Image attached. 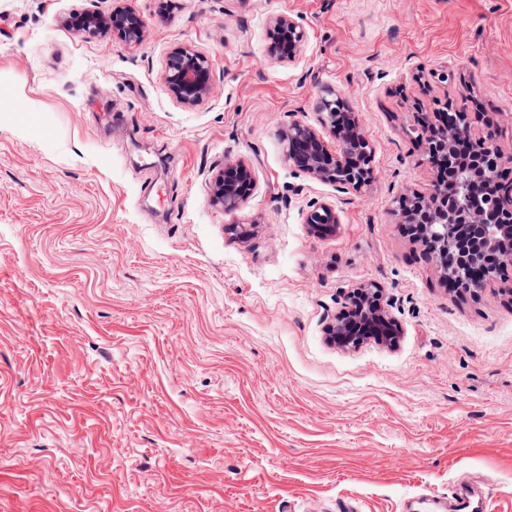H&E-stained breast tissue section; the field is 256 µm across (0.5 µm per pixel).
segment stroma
Returning <instances> with one entry per match:
<instances>
[{"label": "stroma", "mask_w": 512, "mask_h": 512, "mask_svg": "<svg viewBox=\"0 0 512 512\" xmlns=\"http://www.w3.org/2000/svg\"><path fill=\"white\" fill-rule=\"evenodd\" d=\"M0 0V512H407L456 488L512 512V271L449 288L394 214L435 177L413 130L466 107L512 154V0H127L141 44ZM303 24L270 61L277 15ZM206 55L216 93L166 90ZM448 81H440L441 73ZM374 146L362 190L288 164L325 88ZM257 185L212 205L226 160ZM335 207V230L305 222ZM383 289L395 346L326 333ZM266 40V54L269 60L294 62L303 52L307 33L295 18L277 15L269 21ZM162 79L176 101L185 107L202 104L213 92L209 60L191 46H179L169 54Z\"/></svg>", "instance_id": "1"}]
</instances>
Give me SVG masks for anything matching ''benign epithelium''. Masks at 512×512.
<instances>
[{"label":"benign epithelium","instance_id":"1","mask_svg":"<svg viewBox=\"0 0 512 512\" xmlns=\"http://www.w3.org/2000/svg\"><path fill=\"white\" fill-rule=\"evenodd\" d=\"M64 23L91 37L116 33L128 45H138L144 37V21L130 6H117L108 14L87 11ZM266 40L269 60L294 62L303 52L307 33L295 18L277 15L269 21ZM162 79L176 101L185 107L202 104L213 92L209 60L190 46H179L169 54ZM338 106L347 107L340 96L322 99L318 129L301 121L290 124L283 132L285 156L290 165L320 182L340 190H359L371 179L374 148L357 125L336 123L332 110ZM422 124L425 150L438 162L444 156L452 157L457 140L475 148V152L454 160L463 176L457 182V196L466 199L480 192L487 194L500 221L488 223L484 209L463 214L451 211L445 205L448 189L436 181L425 195L399 197L401 204L408 205L400 212L401 222L410 225L419 218L424 220L426 235L417 240L435 258L448 283L476 294L497 280L494 268L498 259L512 261V183L498 178L502 161L512 163V155L504 157L494 135L476 129L468 112L461 126L440 117L424 119ZM324 130L336 138L338 150L334 153L324 139ZM255 187L251 166L243 159L230 161L216 178L213 203L226 213L234 212L245 204L249 191ZM305 223L317 231H330L339 218L332 205L322 203L307 213ZM329 331L338 346L350 349L369 339L393 345L402 333L401 326L383 306L381 288L376 284L356 288L349 309L336 317Z\"/></svg>","mask_w":512,"mask_h":512}]
</instances>
